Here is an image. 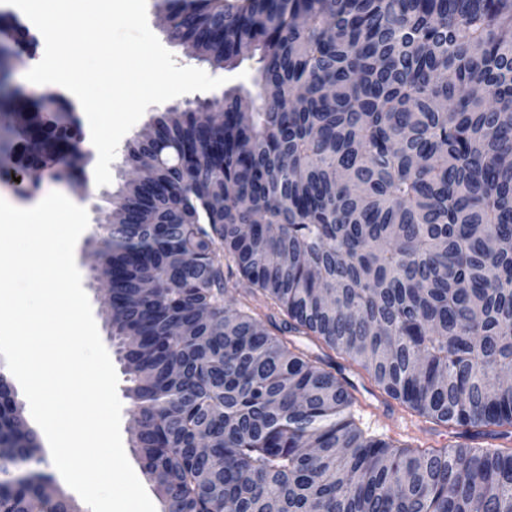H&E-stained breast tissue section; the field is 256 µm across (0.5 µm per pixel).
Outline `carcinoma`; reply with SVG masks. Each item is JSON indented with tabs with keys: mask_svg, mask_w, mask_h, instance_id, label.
<instances>
[{
	"mask_svg": "<svg viewBox=\"0 0 512 512\" xmlns=\"http://www.w3.org/2000/svg\"><path fill=\"white\" fill-rule=\"evenodd\" d=\"M251 87L136 141L99 244L164 512H512V448L363 430L329 353L420 416L512 433V0H159ZM36 109L4 115L15 126ZM47 138L81 143L68 107ZM213 447L198 451L200 438ZM0 373V512H81Z\"/></svg>",
	"mask_w": 512,
	"mask_h": 512,
	"instance_id": "obj_1",
	"label": "carcinoma"
}]
</instances>
